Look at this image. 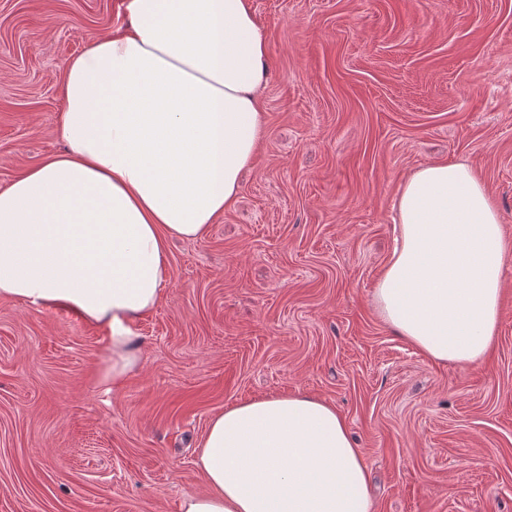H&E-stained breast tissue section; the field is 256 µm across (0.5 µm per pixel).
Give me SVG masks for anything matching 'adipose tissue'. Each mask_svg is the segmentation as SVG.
I'll return each instance as SVG.
<instances>
[{
  "mask_svg": "<svg viewBox=\"0 0 512 512\" xmlns=\"http://www.w3.org/2000/svg\"><path fill=\"white\" fill-rule=\"evenodd\" d=\"M123 34L65 65L63 153L0 191V297L60 306L108 332L104 380L140 362L135 321L159 302L168 243L238 196L265 134L268 38L251 0H127ZM401 244L374 290L398 336L435 362L492 348L504 260L496 204L464 162L418 168L397 197ZM207 490L180 512H373L345 418L273 395L213 415L195 456Z\"/></svg>",
  "mask_w": 512,
  "mask_h": 512,
  "instance_id": "1",
  "label": "adipose tissue"
}]
</instances>
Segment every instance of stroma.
Returning a JSON list of instances; mask_svg holds the SVG:
<instances>
[{
  "instance_id": "stroma-1",
  "label": "stroma",
  "mask_w": 512,
  "mask_h": 512,
  "mask_svg": "<svg viewBox=\"0 0 512 512\" xmlns=\"http://www.w3.org/2000/svg\"><path fill=\"white\" fill-rule=\"evenodd\" d=\"M251 2L266 135L234 205L171 241L139 369L104 392V328L0 298V512H180L210 418L296 392L345 417L374 512H512V252L480 364L374 303L421 166L471 165L512 235V0ZM125 4L0 0V190L62 151L65 65Z\"/></svg>"
}]
</instances>
